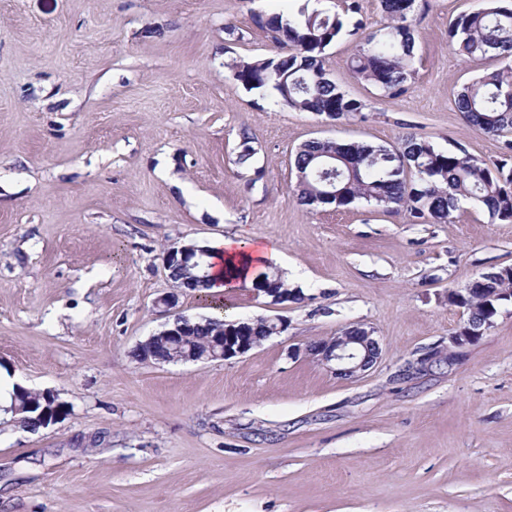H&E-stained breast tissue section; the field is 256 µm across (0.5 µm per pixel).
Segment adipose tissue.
I'll return each instance as SVG.
<instances>
[{
	"label": "adipose tissue",
	"instance_id": "ef3b65f1",
	"mask_svg": "<svg viewBox=\"0 0 512 512\" xmlns=\"http://www.w3.org/2000/svg\"><path fill=\"white\" fill-rule=\"evenodd\" d=\"M209 249L207 295L216 303L225 292L251 285L259 270L281 261L279 249L270 241L225 237L210 242Z\"/></svg>",
	"mask_w": 512,
	"mask_h": 512
}]
</instances>
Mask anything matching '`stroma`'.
<instances>
[{
	"instance_id": "35a3bbf8",
	"label": "stroma",
	"mask_w": 512,
	"mask_h": 512,
	"mask_svg": "<svg viewBox=\"0 0 512 512\" xmlns=\"http://www.w3.org/2000/svg\"><path fill=\"white\" fill-rule=\"evenodd\" d=\"M305 3L0 0V366L66 406L35 433L0 419V512H512V306L452 363L407 371L462 327L449 291L512 265V221L293 195L314 138L396 149L413 134L502 159L503 137L456 106L502 66L448 39L481 0H416L399 95L354 79L360 37L328 47L327 73L364 105L335 121L227 67L275 56L256 15ZM233 235L275 242L299 298L243 287L225 311L280 333L226 362L133 358L168 322L165 250ZM359 323L381 348L363 375L303 354Z\"/></svg>"
}]
</instances>
